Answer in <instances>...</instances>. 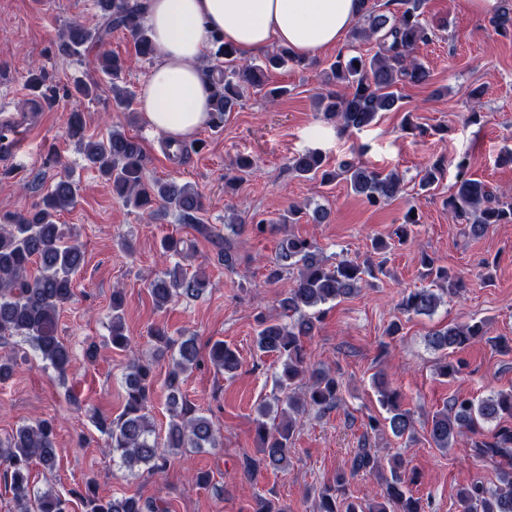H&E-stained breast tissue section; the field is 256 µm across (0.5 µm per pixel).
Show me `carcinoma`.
Masks as SVG:
<instances>
[{
  "label": "carcinoma",
  "mask_w": 512,
  "mask_h": 512,
  "mask_svg": "<svg viewBox=\"0 0 512 512\" xmlns=\"http://www.w3.org/2000/svg\"><path fill=\"white\" fill-rule=\"evenodd\" d=\"M359 16L349 32L351 42L373 43V54L338 55L329 64L326 84L331 89L317 96L318 110L327 120H337L346 130H361L371 125L379 113L400 108L401 90L419 85L429 78L427 69L414 57L420 45L437 37L446 24L424 18V0H359ZM395 5L397 9L389 10ZM100 21L88 28L78 21L69 23L60 34L57 50L65 56L82 57L89 47L102 48L94 58L95 67L112 83L113 106L123 112L131 110L135 93L123 85L127 60L103 50L112 32L122 30L133 40L136 55L150 60L157 47L143 21L138 0H96ZM490 23L506 37L512 38V0H501L500 10ZM210 60L206 76L215 88L209 124L224 125L231 112L243 104L249 90H266L276 101L286 95V86H269V74L289 67H306L307 60L293 56L284 48L267 54L259 63H242L237 51L218 35L210 36ZM67 135L80 143L87 165L112 185V193L125 205L151 215L154 207L175 212L179 219L195 226L199 235L217 249L224 267L235 268L237 259L225 236L213 226L203 224V196L189 182L148 181L145 177L146 155L140 142L114 129L105 137L83 141V123L78 112L70 114ZM288 171L298 178L319 180L328 185L343 178L350 189L373 206L400 196L403 183L393 172L370 169L354 159L342 160L332 167L319 152L308 151L287 161ZM448 160L437 158L429 164L420 182L428 192L444 176ZM455 191L445 205L456 217L466 221L469 235L479 237L495 224H512V197L499 193L472 178L468 157L454 160ZM76 189L69 176L61 177L42 201L25 214L0 220V339L20 337L59 377H65L71 353L58 333V316L74 295V278L84 264V252L74 236L65 233L56 222L58 213L74 206ZM305 212L292 205L280 219L283 231L276 261L266 279L279 282L283 274L297 271L292 285L278 300V316H260L255 347L263 355H273L281 364L276 385L283 397L275 398L288 417L272 424L266 421L270 406L260 405L255 432L260 441L258 456L244 460V470L253 475L262 469L274 471L288 467L289 448L298 430V416L307 409L328 410L341 399V382L336 373L314 370L307 363L305 339L314 335L321 322L323 306L357 292L360 284L374 276L375 267L368 261L341 259L329 264L305 238L288 230L299 223ZM420 223L416 206L407 208L403 223L394 231L397 243L412 240L413 227ZM421 264L433 277V288H416L402 296L399 310L408 315H431L441 302V294L457 295L460 281L438 266L428 254H421ZM208 280L189 275L175 266L149 280L148 292L156 308L164 309L181 296L199 297ZM110 343L124 350L131 344L124 328V294L112 290L110 304ZM487 335L482 321L446 325L433 330L429 345L436 351L462 349L481 342ZM157 351L168 353L171 367L167 377L168 404L172 420L165 436L156 434L146 415L153 393V364L132 359L124 375L126 404L116 420L101 419L98 430L107 436V446L128 470L144 466L153 472L164 469L170 456L201 452L214 448L217 431L213 421L197 412L187 400H178L182 376L200 363L193 336L170 337L161 327L150 329ZM209 360L216 368L231 372L239 367L236 350L217 340L209 349ZM380 402L389 417L368 418L366 434L347 462V469L336 473L331 483L315 490L317 512H425L420 498L413 496L409 485L416 479L405 461L392 457L383 465L378 450L371 447L369 434L389 428L398 438L414 432L411 412L403 407V396L384 378L378 379ZM495 421L493 429L485 424ZM428 434L434 447L448 450L457 439L471 435L466 455L499 464L498 483L479 477L462 484L456 492L461 512H512V391L499 392L485 399L453 396L446 407L433 413ZM38 462L51 471L56 464L54 428L46 419L35 420L0 438V475L19 508V512H69L68 500L51 490L41 491L31 481L30 466ZM364 474L375 478L380 492L372 499L359 498L350 490V480ZM86 512H160L151 500L134 496L112 497L103 502L93 494H78Z\"/></svg>",
  "instance_id": "obj_1"
}]
</instances>
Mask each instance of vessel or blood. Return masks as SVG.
<instances>
[{
  "label": "vessel or blood",
  "mask_w": 512,
  "mask_h": 512,
  "mask_svg": "<svg viewBox=\"0 0 512 512\" xmlns=\"http://www.w3.org/2000/svg\"><path fill=\"white\" fill-rule=\"evenodd\" d=\"M43 103L22 98L21 102L0 105V159L12 160L28 152L45 117Z\"/></svg>",
  "instance_id": "b4317fda"
}]
</instances>
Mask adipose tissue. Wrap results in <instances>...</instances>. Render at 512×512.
<instances>
[{"label":"adipose tissue","instance_id":"ef3b65f1","mask_svg":"<svg viewBox=\"0 0 512 512\" xmlns=\"http://www.w3.org/2000/svg\"><path fill=\"white\" fill-rule=\"evenodd\" d=\"M144 22L158 47L138 103L170 140L192 138L208 120L213 85L200 58L210 33L240 57L285 47L310 57L342 46L358 17L357 0H144Z\"/></svg>","mask_w":512,"mask_h":512}]
</instances>
